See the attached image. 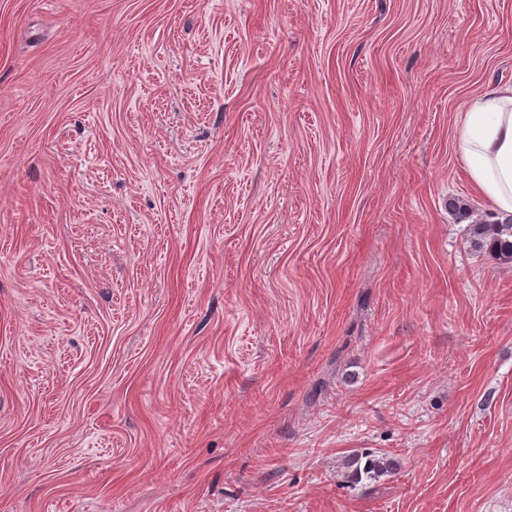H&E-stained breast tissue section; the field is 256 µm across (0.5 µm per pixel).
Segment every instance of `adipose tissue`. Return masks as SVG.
I'll list each match as a JSON object with an SVG mask.
<instances>
[{
  "instance_id": "ef3b65f1",
  "label": "adipose tissue",
  "mask_w": 512,
  "mask_h": 512,
  "mask_svg": "<svg viewBox=\"0 0 512 512\" xmlns=\"http://www.w3.org/2000/svg\"><path fill=\"white\" fill-rule=\"evenodd\" d=\"M456 149L474 190L494 212L512 214V85L489 88L473 102Z\"/></svg>"
}]
</instances>
